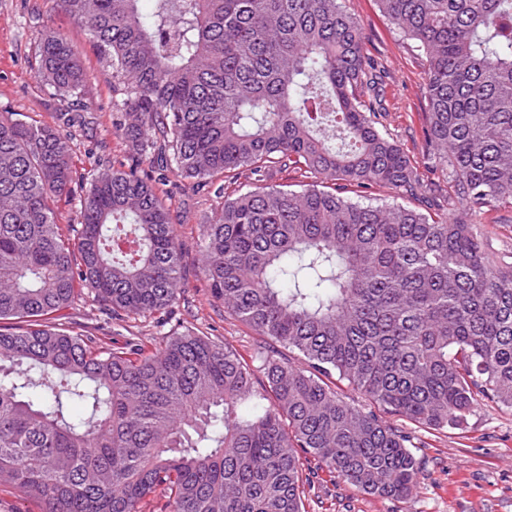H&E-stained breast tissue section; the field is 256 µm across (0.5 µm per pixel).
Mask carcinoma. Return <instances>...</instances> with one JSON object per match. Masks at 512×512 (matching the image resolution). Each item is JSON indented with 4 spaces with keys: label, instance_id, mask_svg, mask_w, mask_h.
I'll return each instance as SVG.
<instances>
[{
    "label": "carcinoma",
    "instance_id": "obj_1",
    "mask_svg": "<svg viewBox=\"0 0 512 512\" xmlns=\"http://www.w3.org/2000/svg\"><path fill=\"white\" fill-rule=\"evenodd\" d=\"M51 2L109 59L132 155L87 172L65 235L70 135L0 113V321L19 323L0 327V485L41 512H141L157 492L166 512H307L310 456L403 502L422 470L401 422L512 408V260L470 220L512 201V0H377L425 57L423 170L383 130L387 73L340 0ZM37 74L80 100L84 67L51 29ZM149 167L220 195L255 176L200 242L213 296L264 341L251 360L190 329L152 348L58 328L87 294L115 321L179 310L184 256ZM283 169L338 187L268 184Z\"/></svg>",
    "mask_w": 512,
    "mask_h": 512
}]
</instances>
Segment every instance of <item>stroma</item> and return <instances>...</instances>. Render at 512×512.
Masks as SVG:
<instances>
[{
    "label": "stroma",
    "mask_w": 512,
    "mask_h": 512,
    "mask_svg": "<svg viewBox=\"0 0 512 512\" xmlns=\"http://www.w3.org/2000/svg\"><path fill=\"white\" fill-rule=\"evenodd\" d=\"M344 8L365 25L367 53L384 65L390 77L384 89L387 114L384 128L415 161H422L425 112V59L414 51L401 31L378 10L375 0H343ZM46 28L63 33L83 61L87 85L82 98L83 121L70 127L77 171L97 159L112 166L127 162L130 143L123 134L125 116L113 102L120 93L112 84V70L96 52L86 31L53 10L50 0H0V110L19 113L44 124H58L61 113L71 111V99L56 95L36 76L37 36ZM166 205L179 218L177 227L184 253L185 298L190 312L158 326L131 319L125 335L148 344H162L173 333L192 329L222 342L242 355L253 353L257 341L216 300L199 267V237L219 205L217 194H199L191 181L165 175ZM489 234L488 254L501 259L512 252V205L503 203L476 216ZM70 329L116 343V322L103 319L92 298L74 303L65 312ZM422 462L420 487L406 501L397 502L363 494L350 485L329 480L306 464L312 478L308 512H512V409L480 406L461 426L432 430L409 425Z\"/></svg>",
    "instance_id": "35a3bbf8"
}]
</instances>
